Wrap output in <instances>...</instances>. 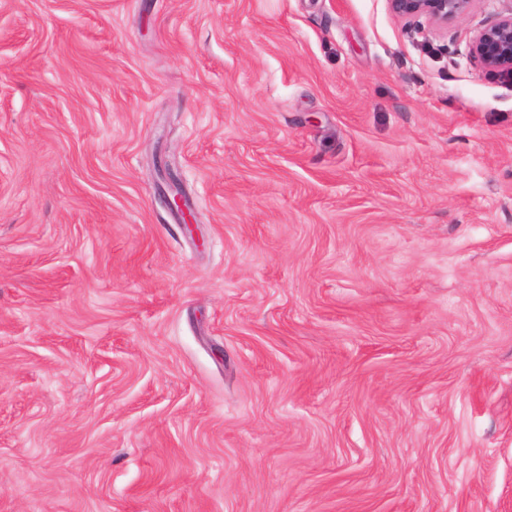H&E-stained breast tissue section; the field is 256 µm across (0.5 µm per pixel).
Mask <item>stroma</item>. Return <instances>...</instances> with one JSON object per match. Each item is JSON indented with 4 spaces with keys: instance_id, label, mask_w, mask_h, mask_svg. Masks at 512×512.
<instances>
[{
    "instance_id": "35a3bbf8",
    "label": "stroma",
    "mask_w": 512,
    "mask_h": 512,
    "mask_svg": "<svg viewBox=\"0 0 512 512\" xmlns=\"http://www.w3.org/2000/svg\"><path fill=\"white\" fill-rule=\"evenodd\" d=\"M509 13L0 0V512H512ZM469 55L486 70L512 74V14L478 30L470 40ZM158 172L168 187L167 189L162 190V195L165 198L167 205L171 210L180 215L182 224H192L193 216L189 205L183 198L182 194L174 186L175 180L172 178L171 173L168 171L167 167L162 165L161 161H159Z\"/></svg>"
}]
</instances>
